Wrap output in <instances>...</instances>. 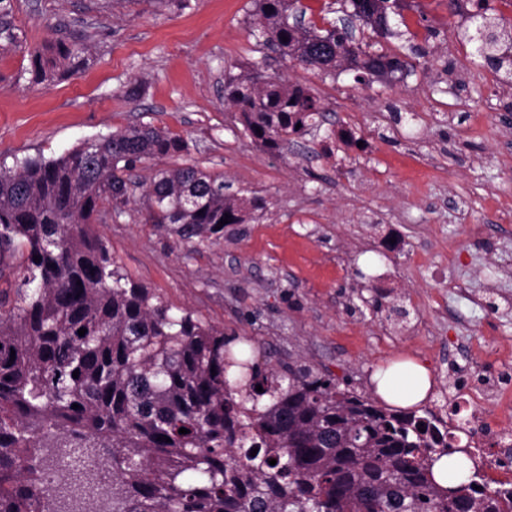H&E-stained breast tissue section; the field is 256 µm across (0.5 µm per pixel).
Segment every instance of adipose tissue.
Returning <instances> with one entry per match:
<instances>
[{"label": "adipose tissue", "instance_id": "obj_1", "mask_svg": "<svg viewBox=\"0 0 512 512\" xmlns=\"http://www.w3.org/2000/svg\"><path fill=\"white\" fill-rule=\"evenodd\" d=\"M376 393L388 405L409 408L425 401L433 388L428 368L413 360L377 367L371 376Z\"/></svg>", "mask_w": 512, "mask_h": 512}]
</instances>
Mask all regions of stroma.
<instances>
[{
	"label": "stroma",
	"mask_w": 512,
	"mask_h": 512,
	"mask_svg": "<svg viewBox=\"0 0 512 512\" xmlns=\"http://www.w3.org/2000/svg\"><path fill=\"white\" fill-rule=\"evenodd\" d=\"M471 0H401L373 50L408 63L401 78L283 59L259 33L254 0H11L19 40L0 46V163L55 157L140 123L185 151L139 174L195 165L261 200L246 224L185 240L103 203L94 228L116 265L173 308L253 348L265 368L306 364L370 397L374 368L411 357L449 408L483 385L512 391V71L478 50ZM78 41L85 64L39 82L28 48ZM281 75L320 99V129L278 153L244 135L224 76ZM358 145L343 144L339 128Z\"/></svg>",
	"instance_id": "1"
}]
</instances>
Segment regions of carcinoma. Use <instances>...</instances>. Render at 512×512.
Wrapping results in <instances>:
<instances>
[{
  "mask_svg": "<svg viewBox=\"0 0 512 512\" xmlns=\"http://www.w3.org/2000/svg\"><path fill=\"white\" fill-rule=\"evenodd\" d=\"M298 2L256 0L280 56L325 73L342 61L375 76L407 68L334 25L296 26L306 13ZM346 2L380 35L400 7ZM9 10L0 0V38L14 43ZM85 52L63 40L29 48L34 78L78 70ZM224 102L271 153L324 118L318 98L279 75L228 74ZM184 150L180 136L139 124L56 158L0 165V512H48L53 495L59 512H107L99 502L108 499L112 512H512L505 493L486 491L477 464L448 501L432 466L455 445L431 411L379 406L309 367L240 360L235 337L173 313L120 272L92 228L100 205L122 211L138 166ZM224 189L223 177L196 166L160 169L145 183V221L183 239L224 232L227 214L246 223L258 204ZM72 448L112 472L83 501L48 479Z\"/></svg>",
  "mask_w": 512,
  "mask_h": 512,
  "instance_id": "carcinoma-1",
  "label": "carcinoma"
}]
</instances>
